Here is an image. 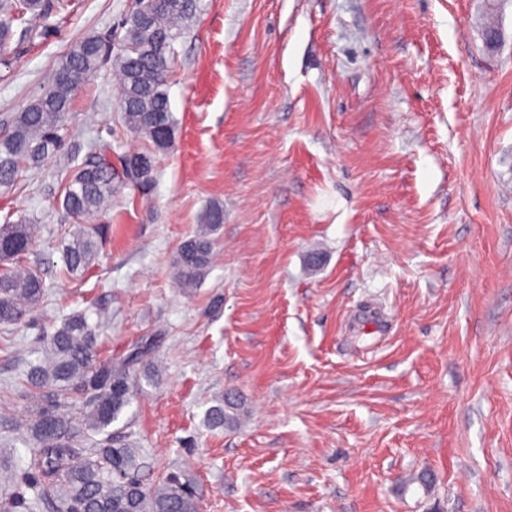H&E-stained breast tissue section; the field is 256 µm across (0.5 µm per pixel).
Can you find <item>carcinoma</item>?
<instances>
[{
    "label": "carcinoma",
    "instance_id": "obj_1",
    "mask_svg": "<svg viewBox=\"0 0 512 512\" xmlns=\"http://www.w3.org/2000/svg\"><path fill=\"white\" fill-rule=\"evenodd\" d=\"M199 0H135L123 21L125 35L117 54L111 39L88 35L60 58L47 90L17 113L0 131V187L12 186L24 170L37 168L62 144L59 131L71 110L79 84L108 60L120 80L119 108L126 129L149 141L153 149L121 157V170L102 158L107 144L93 146L94 155L77 168L62 188L58 206L77 225L62 248L65 270L81 275L98 251L96 228L89 221L104 211L121 185L142 191L154 181L156 153L175 140L167 83L177 35L196 16ZM69 6V0H0V55L11 53L14 35L30 36L38 21ZM144 161L148 168L138 167ZM224 223V208L215 203L196 236L179 247L173 265L184 289L200 283L210 263L209 235ZM33 244L32 227L24 219L0 226V324L14 325L30 315L44 296L43 279L22 265ZM41 357L29 363L25 382L34 409L27 430L34 448L22 490L8 497L13 508L27 512H199L195 490L181 475L170 473L146 483L141 477V450L120 443L109 428L131 403L132 373L149 347L122 359H101L98 335L83 311L66 316L61 325L38 338ZM242 410L226 400L207 411L212 426L233 425ZM104 435L93 448L91 435Z\"/></svg>",
    "mask_w": 512,
    "mask_h": 512
}]
</instances>
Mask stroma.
Returning a JSON list of instances; mask_svg holds the SVG:
<instances>
[{"label": "stroma", "instance_id": "obj_1", "mask_svg": "<svg viewBox=\"0 0 512 512\" xmlns=\"http://www.w3.org/2000/svg\"><path fill=\"white\" fill-rule=\"evenodd\" d=\"M134 2L80 0L13 40L0 130L76 41L120 43ZM174 49L175 142L148 197L113 196L87 273L63 270L62 185L92 143L115 165L149 146L113 63L75 91L61 151L0 188L47 287L0 326L8 475L33 446L36 338L83 310L104 358L152 340L111 430L145 481L185 470L200 512H512V0H201ZM214 203L209 268L176 288ZM228 395L239 422L209 426Z\"/></svg>", "mask_w": 512, "mask_h": 512}]
</instances>
